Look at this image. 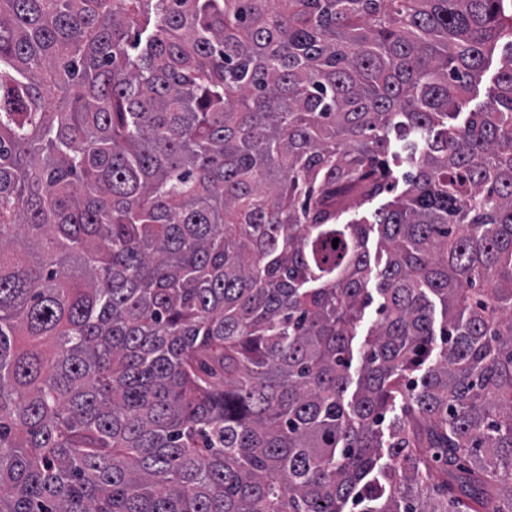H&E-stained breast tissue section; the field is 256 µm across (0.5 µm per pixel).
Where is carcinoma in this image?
Wrapping results in <instances>:
<instances>
[{
    "label": "carcinoma",
    "instance_id": "carcinoma-1",
    "mask_svg": "<svg viewBox=\"0 0 512 512\" xmlns=\"http://www.w3.org/2000/svg\"><path fill=\"white\" fill-rule=\"evenodd\" d=\"M492 500L512 0H0V512ZM502 53V46H499L498 50L492 56L490 66L488 67L484 75L481 77V81L478 83L476 87V92L473 95H471L469 99L464 100L462 104H460V112H471L472 110L477 109L487 100V91L489 90L490 87L493 86L494 75L496 74L498 68L501 66Z\"/></svg>",
    "mask_w": 512,
    "mask_h": 512
}]
</instances>
